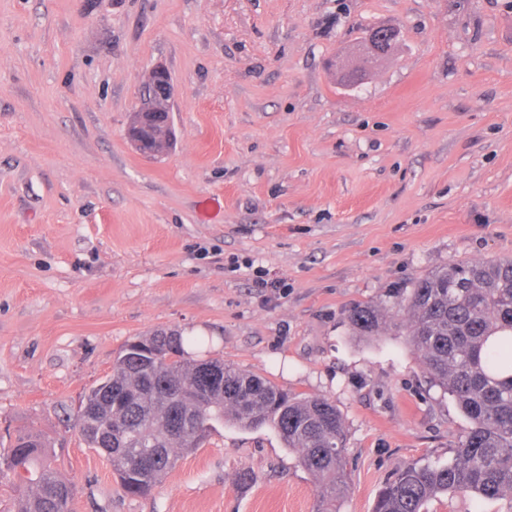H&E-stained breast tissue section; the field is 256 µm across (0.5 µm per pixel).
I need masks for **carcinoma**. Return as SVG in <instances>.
<instances>
[{
	"label": "carcinoma",
	"mask_w": 512,
	"mask_h": 512,
	"mask_svg": "<svg viewBox=\"0 0 512 512\" xmlns=\"http://www.w3.org/2000/svg\"><path fill=\"white\" fill-rule=\"evenodd\" d=\"M393 307L409 313L401 328L411 352L470 427L457 437L448 464L409 463L397 470L373 512H428L443 494L512 501V259L452 262L416 279ZM389 312L358 303L347 321L354 335L371 338ZM136 341L141 349H120L105 378L112 393L94 396L81 434L93 449L112 434V451L102 454L126 493H149L175 467L178 452L200 447L217 424L242 430L269 425L316 479L317 512H336L350 478L344 419L333 401L292 394L221 360H191L175 331ZM203 363L224 372V389L198 400ZM0 476L17 489L13 512H72L75 487L51 467L39 435L20 436L3 450Z\"/></svg>",
	"instance_id": "obj_1"
}]
</instances>
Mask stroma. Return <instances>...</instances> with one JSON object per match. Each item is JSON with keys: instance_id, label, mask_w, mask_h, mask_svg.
I'll list each match as a JSON object with an SVG mask.
<instances>
[{"instance_id": "stroma-1", "label": "stroma", "mask_w": 512, "mask_h": 512, "mask_svg": "<svg viewBox=\"0 0 512 512\" xmlns=\"http://www.w3.org/2000/svg\"><path fill=\"white\" fill-rule=\"evenodd\" d=\"M401 40L347 86L363 31ZM170 73L174 145L125 131ZM512 258V0H0V449L37 433L73 512H314L268 426L213 432L131 496L74 426L158 329L341 411L372 512L468 426L390 327L346 321L451 261ZM248 480H240L241 472Z\"/></svg>"}]
</instances>
